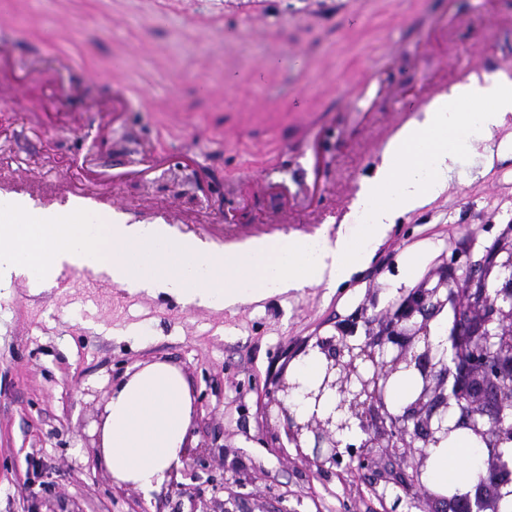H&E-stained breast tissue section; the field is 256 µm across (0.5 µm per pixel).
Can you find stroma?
<instances>
[{"label":"stroma","mask_w":512,"mask_h":512,"mask_svg":"<svg viewBox=\"0 0 512 512\" xmlns=\"http://www.w3.org/2000/svg\"><path fill=\"white\" fill-rule=\"evenodd\" d=\"M496 73L512 77V0H0V183L47 206L73 185L172 204L219 250L265 224L332 238L421 99ZM509 224L512 117L337 287L210 309L71 273L0 286V512L34 496L41 512H178L180 497L117 485L97 456L114 387L154 361L200 402L191 451L255 477L233 500L186 488L230 512H382L370 476L307 466L264 426L268 378L361 305L386 307L452 254L479 259Z\"/></svg>","instance_id":"1"}]
</instances>
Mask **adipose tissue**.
Returning <instances> with one entry per match:
<instances>
[{"instance_id":"ef3b65f1","label":"adipose tissue","mask_w":512,"mask_h":512,"mask_svg":"<svg viewBox=\"0 0 512 512\" xmlns=\"http://www.w3.org/2000/svg\"><path fill=\"white\" fill-rule=\"evenodd\" d=\"M511 114L512 84L499 76L455 85L388 144L385 164L332 239L267 238L244 250H217L157 224H90L1 208L0 285L22 276L47 286L65 269H87L124 288L217 309L340 285L371 258L397 217L439 194L449 170ZM192 413L191 391L177 368L163 361L144 366L112 392L100 462L116 484L155 491L182 465ZM428 453L427 485L449 496L476 482L485 450L460 431Z\"/></svg>"}]
</instances>
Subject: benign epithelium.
<instances>
[{"instance_id": "obj_1", "label": "benign epithelium", "mask_w": 512, "mask_h": 512, "mask_svg": "<svg viewBox=\"0 0 512 512\" xmlns=\"http://www.w3.org/2000/svg\"><path fill=\"white\" fill-rule=\"evenodd\" d=\"M454 319L444 344L433 348L425 326L443 310ZM316 351L324 356L318 382L305 387L288 377L291 363ZM407 371L418 376L413 400L390 409L386 389ZM512 380V229L505 228L477 261L456 258L403 292L387 308L368 313L363 305L335 336L317 337L291 351L269 380L265 418L277 417L302 461L318 469H368L385 485L402 490L384 512H398L402 496L429 506L422 512H499L501 489L512 484V463L501 445L512 443V394L496 392ZM463 428L487 448L477 482L452 497L426 488L427 449ZM313 445V456L304 448ZM345 448L340 452L339 448ZM395 460L400 469L382 465ZM187 475L217 482L205 455L191 456Z\"/></svg>"}]
</instances>
